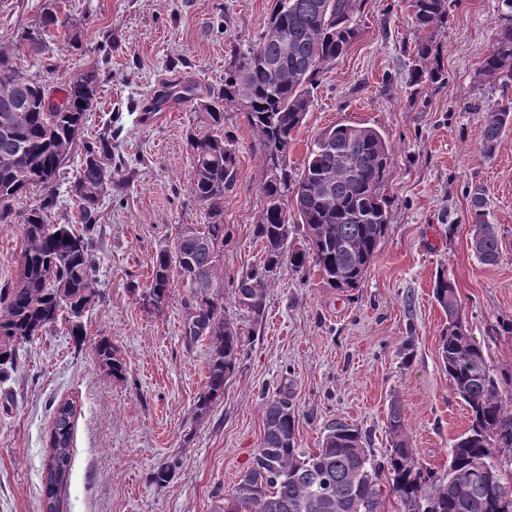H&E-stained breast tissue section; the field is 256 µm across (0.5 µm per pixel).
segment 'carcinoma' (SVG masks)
Returning a JSON list of instances; mask_svg holds the SVG:
<instances>
[{
	"mask_svg": "<svg viewBox=\"0 0 512 512\" xmlns=\"http://www.w3.org/2000/svg\"><path fill=\"white\" fill-rule=\"evenodd\" d=\"M451 0H410L417 32L412 61L416 86L448 83V73L433 52L432 35L448 26ZM364 0H272L255 44L231 53L224 68V88L199 101L210 126H224V112L241 107L259 139L267 167L261 186L263 205L253 234L263 259L236 284L242 304L257 317L277 270L315 268L329 287L354 289L365 280L389 223L383 194L392 164L385 135L370 126L340 123L320 132L309 146L304 167L288 173L286 157L293 134L313 101L315 77L343 55L359 35L357 17ZM501 26L484 58L483 81L499 88L507 102L474 107L482 113L483 152L494 154L506 126H512V0H500ZM62 21L47 9L39 27L23 32L16 44H0V224H20L25 248L18 278L0 288V377L19 365L24 345L61 319L73 344L87 342L83 318L100 295L93 236L99 204L112 185V139L102 137L85 148L73 195L77 223L55 224L56 176L70 155L97 92V76L88 72L70 82L60 101L47 80L15 68L16 50L40 58L49 49L48 33ZM189 190L207 207L211 223L178 232L153 258L150 285L143 301L156 310L184 289L188 309L185 335H206L211 354L195 410L207 412L224 397V380L241 355L240 331L224 319V274L219 253L224 246V196L236 182V140L224 133L191 135ZM39 202L18 213L12 202L33 189ZM294 215L308 238L293 249L285 227ZM472 250L494 266L503 252L498 227L488 222L483 191L471 197ZM60 238H55V235ZM433 296L448 316L440 355L455 393L469 411V427L451 447L448 467L437 471L420 464L404 431L400 406L388 415L390 448L381 457L366 447L361 430L342 420L325 428L319 448H298V419L286 398L263 399V436L244 475L224 498V512H384L386 500L398 512H512V471L497 479L487 469L495 451L512 452V371L491 373L482 345L459 319L457 288L445 273L435 276ZM99 365L115 379L125 365L112 343L94 342ZM77 408L66 401L54 409L47 433L44 464L45 512H63L61 493L69 485Z\"/></svg>",
	"mask_w": 512,
	"mask_h": 512,
	"instance_id": "1",
	"label": "carcinoma"
}]
</instances>
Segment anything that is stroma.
I'll list each match as a JSON object with an SVG mask.
<instances>
[{
	"label": "stroma",
	"instance_id": "stroma-1",
	"mask_svg": "<svg viewBox=\"0 0 512 512\" xmlns=\"http://www.w3.org/2000/svg\"><path fill=\"white\" fill-rule=\"evenodd\" d=\"M499 3L454 0L447 27L432 38L448 83L419 91L403 49L414 40L409 0H365L359 36L321 73L286 163L289 172L301 170L327 127L382 131L393 151L384 190L390 223L360 287L338 291L315 270L282 266L259 321L234 283L261 260L253 228L267 169L243 109H228L237 178L224 199L219 265L224 316L239 328L244 350L223 400L199 414L209 340L186 338L183 290L160 311L142 293L157 247L208 221L188 186V137L211 128L196 103L177 104L162 118L150 107L166 84L222 90L231 47L256 42L270 0H0V42H17L48 6L68 18L44 58L19 51L22 72L58 90L90 71L99 77L88 122L57 177L53 222L75 223L72 184L84 149L112 133V193L99 205L95 234L100 296L83 318L89 342L75 348L58 322L26 346L18 369L0 383V512H43L46 435L63 400L78 407L64 512H224L225 495L262 438L265 397L288 398L306 452L340 419L382 454L389 409L399 403L416 459L447 466L469 417L439 354L448 318L432 293L438 272L455 281L463 324L493 371L512 369V337L499 326L512 317V127L486 156L473 110L500 99L479 76L500 26ZM478 188L507 243L494 266L472 251L470 197ZM23 250L20 225L0 229V286L17 279ZM102 336L125 363V379L96 362L91 343ZM174 458L179 468L155 481Z\"/></svg>",
	"mask_w": 512,
	"mask_h": 512
}]
</instances>
